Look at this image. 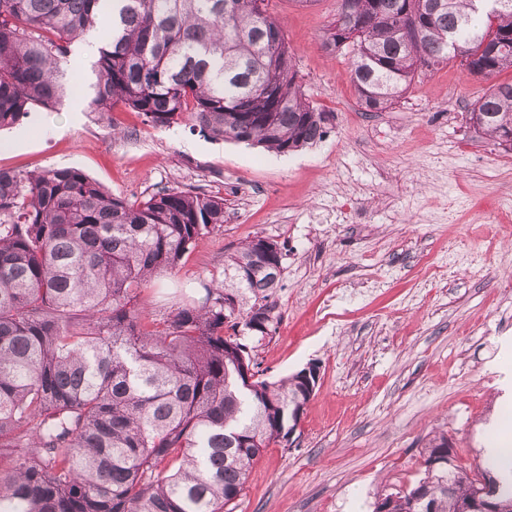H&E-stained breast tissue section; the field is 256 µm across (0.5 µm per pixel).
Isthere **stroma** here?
<instances>
[{"mask_svg":"<svg viewBox=\"0 0 512 512\" xmlns=\"http://www.w3.org/2000/svg\"><path fill=\"white\" fill-rule=\"evenodd\" d=\"M268 10L299 86L330 115L316 146L214 141L90 111L80 95L0 132V167H76L131 202L171 188L223 197V224L143 294L157 319L198 295L227 249L284 244L278 330L256 360L270 381L311 364L320 380L293 444L263 451L234 512H373L378 493L420 478L429 436L447 434L472 468L490 420L512 434V152L467 124L489 83L459 63L419 70L394 108L367 112L350 56L321 47L336 0Z\"/></svg>","mask_w":512,"mask_h":512,"instance_id":"1","label":"stroma"}]
</instances>
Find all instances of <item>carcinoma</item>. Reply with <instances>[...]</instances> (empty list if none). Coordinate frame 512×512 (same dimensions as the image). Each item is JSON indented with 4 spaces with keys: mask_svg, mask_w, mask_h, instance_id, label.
I'll return each mask as SVG.
<instances>
[{
    "mask_svg": "<svg viewBox=\"0 0 512 512\" xmlns=\"http://www.w3.org/2000/svg\"><path fill=\"white\" fill-rule=\"evenodd\" d=\"M267 0H0V130L60 105L73 42L104 32L89 107L182 121L212 140L289 153L326 133L296 81ZM321 47L353 53L366 112H383L428 68L459 60L491 80L512 70V0H336ZM418 29L401 30L404 16ZM458 42L461 55L451 49ZM466 120L512 151V82L490 85ZM224 223V199L172 188L130 202L76 167L0 168V512H233L253 461L288 441L309 403L305 370L260 379L273 315L277 242L249 241L165 319L138 298L180 271ZM448 436L421 452L422 477L373 512H481L512 504L496 465L455 464ZM454 487L448 493V487Z\"/></svg>",
    "mask_w": 512,
    "mask_h": 512,
    "instance_id": "cac0c4a2",
    "label": "carcinoma"
}]
</instances>
